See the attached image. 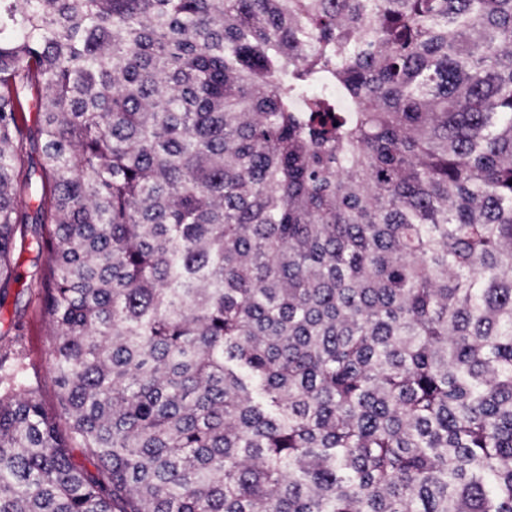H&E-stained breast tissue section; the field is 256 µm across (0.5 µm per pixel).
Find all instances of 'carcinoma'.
<instances>
[{
	"instance_id": "obj_1",
	"label": "carcinoma",
	"mask_w": 512,
	"mask_h": 512,
	"mask_svg": "<svg viewBox=\"0 0 512 512\" xmlns=\"http://www.w3.org/2000/svg\"><path fill=\"white\" fill-rule=\"evenodd\" d=\"M30 222L0 512H512V0H0ZM45 256L34 244L18 259L17 281L6 289L0 306V352L19 354L23 376L34 387L48 412L56 407V391L49 356L48 326L41 311L38 274Z\"/></svg>"
}]
</instances>
